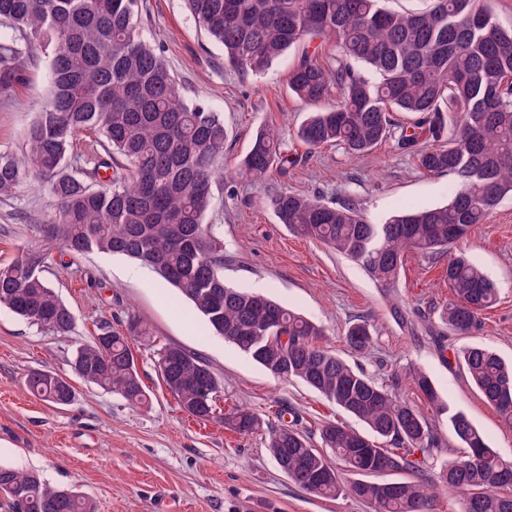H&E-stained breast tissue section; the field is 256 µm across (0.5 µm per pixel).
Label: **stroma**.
I'll use <instances>...</instances> for the list:
<instances>
[{"instance_id":"stroma-1","label":"stroma","mask_w":512,"mask_h":512,"mask_svg":"<svg viewBox=\"0 0 512 512\" xmlns=\"http://www.w3.org/2000/svg\"><path fill=\"white\" fill-rule=\"evenodd\" d=\"M148 40L161 50L190 101L224 117L228 140L217 165L224 182L214 191L207 223L224 242V277L235 287L268 296L323 328V343L376 379L398 373L404 396L428 418L443 450L455 457L461 444L447 415L436 414L410 385L413 373L433 382L443 403L465 413L491 448L512 458V428L475 388L453 358L466 338L449 333L439 314L449 297L446 258L408 253L392 284L373 281L356 262L279 223L273 194L303 193L327 203L354 200L363 215L381 224L405 210L446 205L455 182L421 173L396 138L356 158L344 146L308 150L296 137L305 106L288 89V71L302 55L330 57L329 44L296 46L263 73L224 65V51L187 12L183 0H141ZM28 81L0 99V149L20 151L25 132L49 94V61L37 56ZM279 130L289 162L262 181L238 173L239 163L263 127ZM51 211L48 195L28 188L0 199V263L15 259L32 242L36 224ZM459 249L496 284V304L482 314L475 342L512 360V195L486 223L476 225ZM45 276L74 311L70 335L40 330L0 308V463L39 471L50 484L92 499L97 512H373L351 497L322 499L295 486L280 470L263 435H240L223 416L246 407L264 419L283 416L319 444L324 421L345 420L359 432L366 425L344 416L299 381L274 378L223 337L177 290L139 263L118 255L78 259L55 255ZM403 308L396 317L393 305ZM133 315L148 324L152 339L134 343L148 403L120 397L73 377L75 349L105 324ZM370 324L375 344L364 354L342 341L354 321ZM180 346L205 360L221 383L214 418L199 421L182 412L162 383L156 351ZM35 370L69 376L70 405L46 404L25 388Z\"/></svg>"}]
</instances>
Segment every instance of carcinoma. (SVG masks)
Masks as SVG:
<instances>
[{
  "label": "carcinoma",
  "mask_w": 512,
  "mask_h": 512,
  "mask_svg": "<svg viewBox=\"0 0 512 512\" xmlns=\"http://www.w3.org/2000/svg\"><path fill=\"white\" fill-rule=\"evenodd\" d=\"M209 37L224 48V64L261 72L306 40L335 49L324 64L304 54L288 74L289 90L312 107L297 138L311 150L345 146L363 156L391 137L389 115L423 116L398 143L427 174L452 177L456 191L444 206L409 210L384 224L368 221L352 202L326 204L280 193L270 205L279 222L358 262L376 281L398 277L404 254H448L444 278L451 297L440 319L456 335L481 326L494 305V282L456 246L512 193V29H504L479 0H429L421 12L384 6L385 0H185ZM49 58L51 90L28 127L22 153L0 150V198L20 196L33 175L53 211L38 225V241L0 266V306L53 334L72 332L76 317L44 272L58 245L78 258L119 254L160 275L190 300L209 327L280 380L297 379L345 413L362 420L365 435L341 420L321 425L323 448L292 426L265 421L246 408L224 416L239 434L264 432L288 478L323 498L350 496L374 512H432L434 484L375 482L390 472L423 471L441 454L428 419L400 397L398 374L380 383L320 344L315 323L262 295L224 283V243L205 223L223 174L224 118L188 100L161 53L144 36L140 0H0V97L26 79L37 53ZM103 138L112 163L106 186L95 189L67 171L74 139ZM285 164L277 133L257 132L240 174L265 178ZM151 340L131 316L77 348L72 372L131 405L148 402L131 343ZM347 348L374 345L370 327L346 330ZM502 422L512 427V364L479 345L453 352ZM157 370L185 414L213 417L218 381L209 365L174 345L157 351ZM411 384L448 420L463 451L441 464L440 482L460 500L461 512H512V459L489 447L463 413L449 412L431 379ZM26 387L43 401L65 406L69 378L33 371ZM383 439L392 444L385 448ZM360 479L343 482L329 453ZM420 454L422 459L414 458ZM0 497L12 512H96L93 500L46 483L32 470L0 465Z\"/></svg>",
  "instance_id": "carcinoma-1"
}]
</instances>
